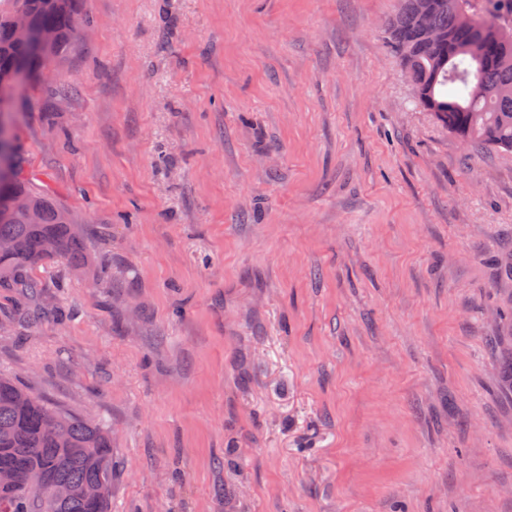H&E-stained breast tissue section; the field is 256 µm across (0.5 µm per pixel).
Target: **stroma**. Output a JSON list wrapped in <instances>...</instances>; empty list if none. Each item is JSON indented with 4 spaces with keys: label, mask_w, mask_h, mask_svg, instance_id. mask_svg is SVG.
I'll list each match as a JSON object with an SVG mask.
<instances>
[{
    "label": "stroma",
    "mask_w": 512,
    "mask_h": 512,
    "mask_svg": "<svg viewBox=\"0 0 512 512\" xmlns=\"http://www.w3.org/2000/svg\"><path fill=\"white\" fill-rule=\"evenodd\" d=\"M402 6L85 0L15 96L93 261L33 327L0 288V374L109 425L111 512H512V151L415 100Z\"/></svg>",
    "instance_id": "stroma-1"
}]
</instances>
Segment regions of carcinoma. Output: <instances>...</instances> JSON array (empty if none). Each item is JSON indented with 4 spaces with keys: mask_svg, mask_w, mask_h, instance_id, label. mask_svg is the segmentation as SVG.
I'll list each match as a JSON object with an SVG mask.
<instances>
[{
    "mask_svg": "<svg viewBox=\"0 0 512 512\" xmlns=\"http://www.w3.org/2000/svg\"><path fill=\"white\" fill-rule=\"evenodd\" d=\"M0 9V94L13 97L18 80L64 61L90 23L81 0H10ZM24 10L30 29L14 15ZM471 0H404L389 24V40L419 102L469 144L512 150V26L465 24ZM42 32L50 34L44 43ZM29 209L14 206L15 197ZM58 261L88 262L77 217L20 176L7 124L0 121V288L34 297L37 271ZM17 484L0 487V512H110L112 434L102 424L52 407L0 375V469ZM97 484L95 502L57 494Z\"/></svg>",
    "mask_w": 512,
    "mask_h": 512,
    "instance_id": "obj_1",
    "label": "carcinoma"
}]
</instances>
